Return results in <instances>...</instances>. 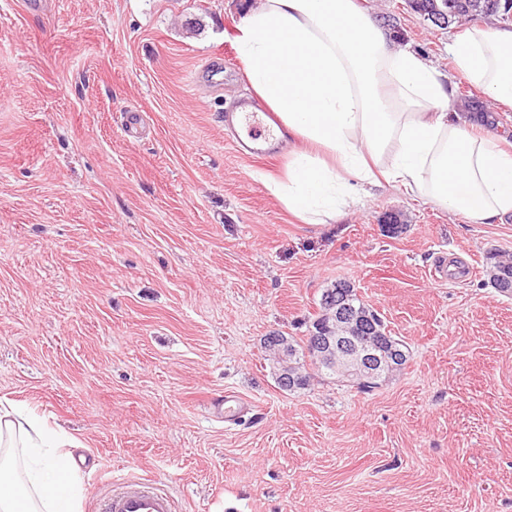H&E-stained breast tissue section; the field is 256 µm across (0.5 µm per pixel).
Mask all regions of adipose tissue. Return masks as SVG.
Here are the masks:
<instances>
[{
	"label": "adipose tissue",
	"mask_w": 512,
	"mask_h": 512,
	"mask_svg": "<svg viewBox=\"0 0 512 512\" xmlns=\"http://www.w3.org/2000/svg\"><path fill=\"white\" fill-rule=\"evenodd\" d=\"M234 42L257 98L307 144L286 179L267 185L304 223H328L381 181L481 224L512 216V153L496 134H474L450 109L447 75L394 48L353 0H256ZM448 49L460 74L512 112V30L475 25ZM65 443L33 413L0 411V512H74Z\"/></svg>",
	"instance_id": "ef3b65f1"
}]
</instances>
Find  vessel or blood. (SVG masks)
Masks as SVG:
<instances>
[{
	"label": "vessel or blood",
	"instance_id": "vessel-or-blood-1",
	"mask_svg": "<svg viewBox=\"0 0 512 512\" xmlns=\"http://www.w3.org/2000/svg\"><path fill=\"white\" fill-rule=\"evenodd\" d=\"M259 110L254 102L240 101L235 112L229 113L228 121L243 130L244 136L238 141L241 154L249 157L273 155V148L267 147L265 138L254 134ZM213 408L223 414L225 422H235L247 413L250 401L228 393L223 400L212 403ZM98 512H176L175 501L170 494L145 479L121 478L111 482L110 490L97 499Z\"/></svg>",
	"mask_w": 512,
	"mask_h": 512
}]
</instances>
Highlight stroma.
Listing matches in <instances>:
<instances>
[{
	"label": "stroma",
	"mask_w": 512,
	"mask_h": 512,
	"mask_svg": "<svg viewBox=\"0 0 512 512\" xmlns=\"http://www.w3.org/2000/svg\"><path fill=\"white\" fill-rule=\"evenodd\" d=\"M244 2L0 0V400L72 441L77 512L122 476L178 512H512V295L490 281L512 218L387 184L326 224L290 213L264 181L297 142L246 157L224 123L253 94ZM355 3L486 106L448 52L466 22ZM451 256L468 277L434 278ZM344 280L406 364L281 389L265 338H303ZM228 392L253 404L232 424Z\"/></svg>",
	"instance_id": "obj_1"
}]
</instances>
